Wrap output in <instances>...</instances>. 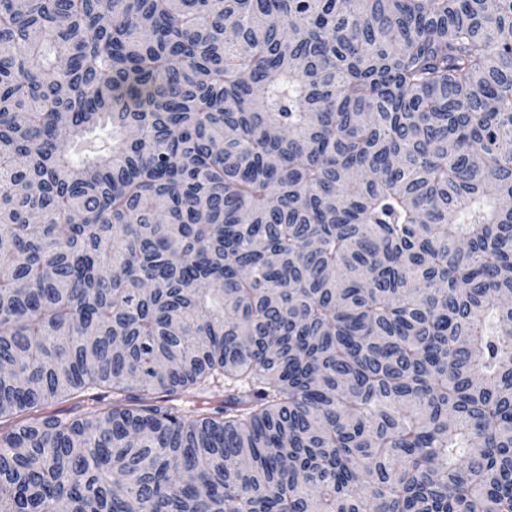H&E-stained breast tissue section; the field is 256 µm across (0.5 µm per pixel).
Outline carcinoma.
Listing matches in <instances>:
<instances>
[{
    "mask_svg": "<svg viewBox=\"0 0 512 512\" xmlns=\"http://www.w3.org/2000/svg\"><path fill=\"white\" fill-rule=\"evenodd\" d=\"M509 298L512 0H0V512H512Z\"/></svg>",
    "mask_w": 512,
    "mask_h": 512,
    "instance_id": "carcinoma-1",
    "label": "carcinoma"
}]
</instances>
